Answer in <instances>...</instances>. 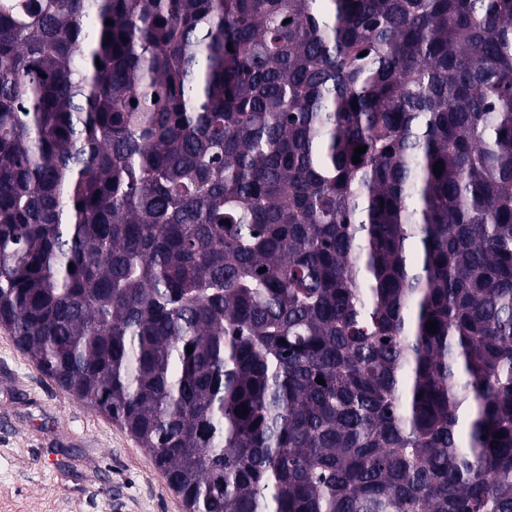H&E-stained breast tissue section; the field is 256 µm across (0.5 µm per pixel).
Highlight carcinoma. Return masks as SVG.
Segmentation results:
<instances>
[{
    "mask_svg": "<svg viewBox=\"0 0 512 512\" xmlns=\"http://www.w3.org/2000/svg\"><path fill=\"white\" fill-rule=\"evenodd\" d=\"M0 334L185 512H512V0H0Z\"/></svg>",
    "mask_w": 512,
    "mask_h": 512,
    "instance_id": "1",
    "label": "carcinoma"
}]
</instances>
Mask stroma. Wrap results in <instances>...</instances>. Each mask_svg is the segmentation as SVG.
<instances>
[{
  "label": "stroma",
  "instance_id": "stroma-1",
  "mask_svg": "<svg viewBox=\"0 0 512 512\" xmlns=\"http://www.w3.org/2000/svg\"><path fill=\"white\" fill-rule=\"evenodd\" d=\"M0 512H185L147 452L0 335Z\"/></svg>",
  "mask_w": 512,
  "mask_h": 512
}]
</instances>
